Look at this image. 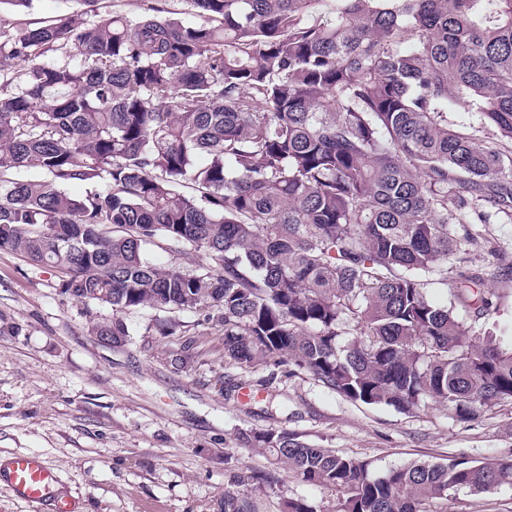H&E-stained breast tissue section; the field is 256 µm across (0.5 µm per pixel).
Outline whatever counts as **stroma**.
<instances>
[{"mask_svg":"<svg viewBox=\"0 0 512 512\" xmlns=\"http://www.w3.org/2000/svg\"><path fill=\"white\" fill-rule=\"evenodd\" d=\"M151 5L194 16L187 0H98L100 14L141 16ZM80 0H33L0 7V17L41 26L81 10ZM462 242L466 267L448 265L427 298L451 308L478 336L512 338V222L472 224ZM484 275L492 313L476 319L456 300L461 270ZM55 268L0 249V459L37 454L54 468L81 512H224L230 472L268 469L241 448L239 429L287 430L341 454L368 460L372 473L409 463L486 461L512 456V402L471 422L448 406L401 412L347 400L311 375L271 365L246 371L224 356V329L194 311L120 312L129 332L101 343L90 321L111 309L60 292ZM273 401L272 413L241 403L239 387ZM256 512H280L305 499L335 512L334 490L280 470L274 484L251 486ZM433 512H512V485L477 494L461 489Z\"/></svg>","mask_w":512,"mask_h":512,"instance_id":"1","label":"stroma"}]
</instances>
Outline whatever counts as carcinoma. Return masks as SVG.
<instances>
[{"mask_svg":"<svg viewBox=\"0 0 512 512\" xmlns=\"http://www.w3.org/2000/svg\"><path fill=\"white\" fill-rule=\"evenodd\" d=\"M188 2L196 22L154 6L0 18V248L86 305L201 312L240 367L292 365L350 401L446 403L462 422L512 401V345L425 294L467 262L465 225L512 220V0ZM158 236L204 252L206 272L149 262ZM482 279L456 280L478 319ZM89 331L128 335L117 317ZM238 441L336 490V512H430L512 484V459L375 476L286 430ZM249 481L274 474L231 476L224 512H254Z\"/></svg>","mask_w":512,"mask_h":512,"instance_id":"1","label":"carcinoma"}]
</instances>
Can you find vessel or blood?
<instances>
[{
	"mask_svg": "<svg viewBox=\"0 0 512 512\" xmlns=\"http://www.w3.org/2000/svg\"><path fill=\"white\" fill-rule=\"evenodd\" d=\"M30 503L35 512H79L77 501L59 488L60 480L41 457L17 455L0 465V482Z\"/></svg>",
	"mask_w": 512,
	"mask_h": 512,
	"instance_id": "b4317fda",
	"label": "vessel or blood"
}]
</instances>
